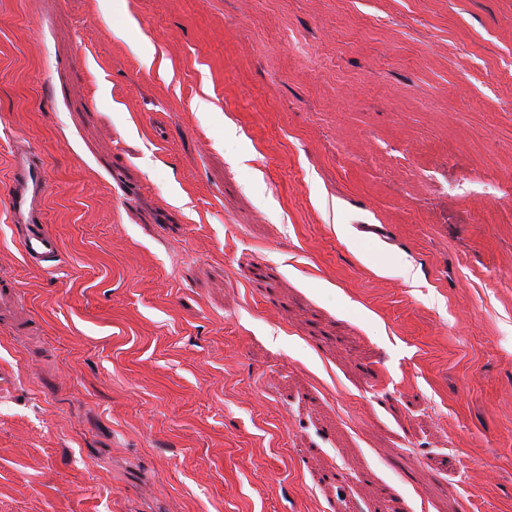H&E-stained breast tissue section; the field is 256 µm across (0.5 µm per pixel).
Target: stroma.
I'll list each match as a JSON object with an SVG mask.
<instances>
[{
	"label": "stroma",
	"mask_w": 512,
	"mask_h": 512,
	"mask_svg": "<svg viewBox=\"0 0 512 512\" xmlns=\"http://www.w3.org/2000/svg\"><path fill=\"white\" fill-rule=\"evenodd\" d=\"M20 148L0 512H512V0H0ZM7 213L9 223L24 224L20 245L28 264L41 267L57 256L56 236L42 224L41 206L47 183L44 169L25 151L14 152L11 158Z\"/></svg>",
	"instance_id": "obj_1"
}]
</instances>
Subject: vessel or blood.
Here are the masks:
<instances>
[{
	"mask_svg": "<svg viewBox=\"0 0 512 512\" xmlns=\"http://www.w3.org/2000/svg\"><path fill=\"white\" fill-rule=\"evenodd\" d=\"M7 213L10 223L21 224L25 232L20 245L28 264L40 267L56 257L59 243L40 218L47 183L43 168L25 151L11 158Z\"/></svg>",
	"mask_w": 512,
	"mask_h": 512,
	"instance_id": "b4317fda",
	"label": "vessel or blood"
}]
</instances>
